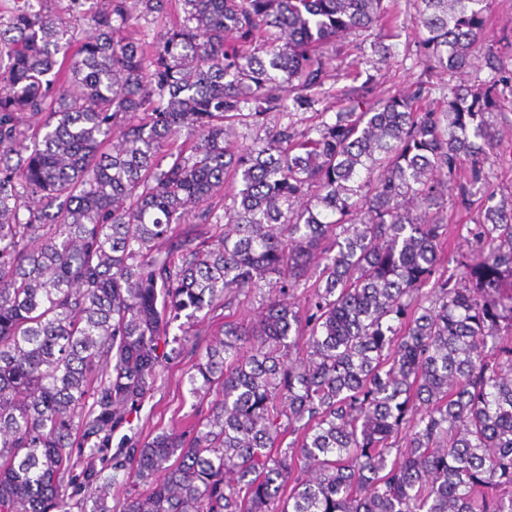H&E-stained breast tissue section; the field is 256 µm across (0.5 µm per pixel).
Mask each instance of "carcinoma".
Returning a JSON list of instances; mask_svg holds the SVG:
<instances>
[{
  "label": "carcinoma",
  "instance_id": "1",
  "mask_svg": "<svg viewBox=\"0 0 512 512\" xmlns=\"http://www.w3.org/2000/svg\"><path fill=\"white\" fill-rule=\"evenodd\" d=\"M430 67L474 64L486 0H417ZM93 32L78 43L71 23ZM385 0H0V512L68 493L155 388L175 323L276 277L188 373L191 436L132 449L118 512H512V196L450 260L459 162L497 146L480 91L329 98L321 48ZM260 129L238 149L236 126ZM233 206L224 207V188ZM316 113L311 109L305 110V109H298L293 110L291 108V114L286 117H282L281 114L273 113L268 117L267 124L268 126H272L275 123L278 122H286V121H292L295 123L297 129L299 131L305 130L310 126H313L320 122L321 117H318Z\"/></svg>",
  "mask_w": 512,
  "mask_h": 512
}]
</instances>
